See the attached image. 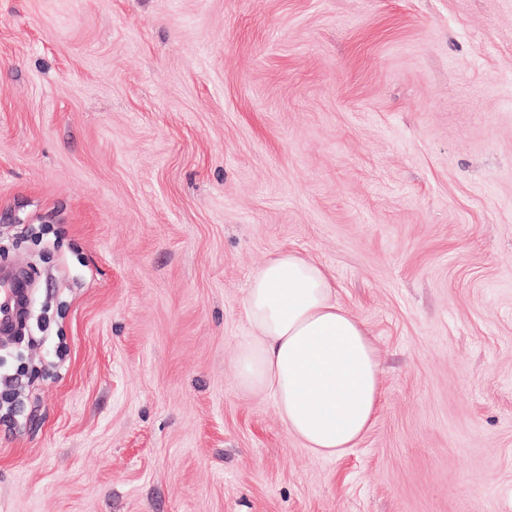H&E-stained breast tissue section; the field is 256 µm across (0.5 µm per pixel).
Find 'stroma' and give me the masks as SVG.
<instances>
[{
  "instance_id": "1",
  "label": "stroma",
  "mask_w": 512,
  "mask_h": 512,
  "mask_svg": "<svg viewBox=\"0 0 512 512\" xmlns=\"http://www.w3.org/2000/svg\"><path fill=\"white\" fill-rule=\"evenodd\" d=\"M382 362L324 457L238 386L271 253ZM0 512H512V0H0ZM29 303V283L10 267L0 268V332L8 334Z\"/></svg>"
}]
</instances>
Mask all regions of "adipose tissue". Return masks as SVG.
<instances>
[{
  "instance_id": "1",
  "label": "adipose tissue",
  "mask_w": 512,
  "mask_h": 512,
  "mask_svg": "<svg viewBox=\"0 0 512 512\" xmlns=\"http://www.w3.org/2000/svg\"><path fill=\"white\" fill-rule=\"evenodd\" d=\"M244 312L238 384L272 394L289 434L313 453L355 447L378 408L380 357L366 323L338 302L329 269L293 250L272 254L251 279Z\"/></svg>"
}]
</instances>
